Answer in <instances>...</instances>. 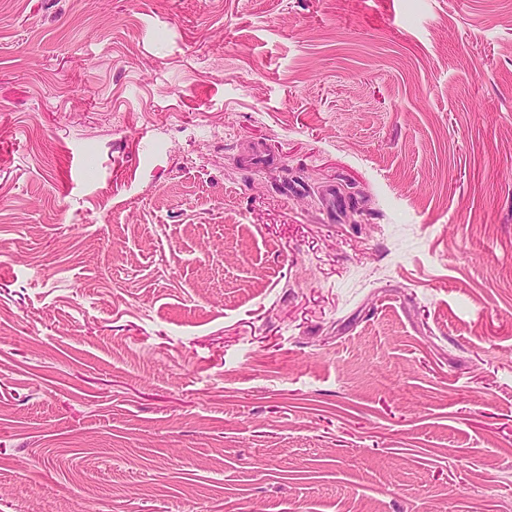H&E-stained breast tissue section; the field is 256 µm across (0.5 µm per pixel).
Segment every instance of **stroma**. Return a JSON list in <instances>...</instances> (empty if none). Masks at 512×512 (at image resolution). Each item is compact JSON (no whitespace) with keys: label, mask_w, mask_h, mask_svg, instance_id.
I'll return each mask as SVG.
<instances>
[{"label":"stroma","mask_w":512,"mask_h":512,"mask_svg":"<svg viewBox=\"0 0 512 512\" xmlns=\"http://www.w3.org/2000/svg\"><path fill=\"white\" fill-rule=\"evenodd\" d=\"M0 512H512V0H0Z\"/></svg>","instance_id":"obj_1"}]
</instances>
